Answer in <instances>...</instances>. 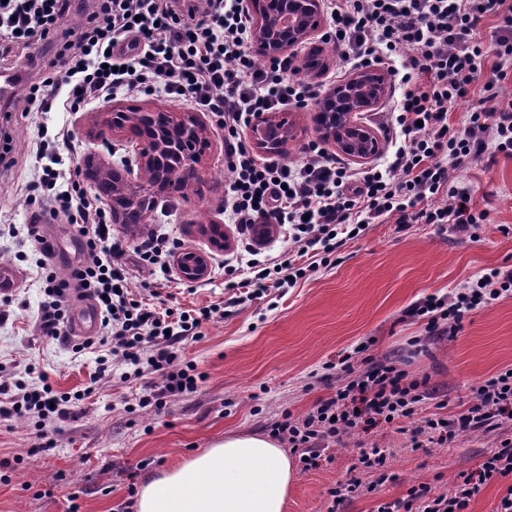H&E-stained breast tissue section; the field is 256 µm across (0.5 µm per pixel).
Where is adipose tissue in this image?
Returning a JSON list of instances; mask_svg holds the SVG:
<instances>
[{"mask_svg": "<svg viewBox=\"0 0 512 512\" xmlns=\"http://www.w3.org/2000/svg\"><path fill=\"white\" fill-rule=\"evenodd\" d=\"M295 465L277 441L230 434L141 484L135 512H284Z\"/></svg>", "mask_w": 512, "mask_h": 512, "instance_id": "obj_1", "label": "adipose tissue"}]
</instances>
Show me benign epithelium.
Listing matches in <instances>:
<instances>
[{
  "label": "benign epithelium",
  "mask_w": 512,
  "mask_h": 512,
  "mask_svg": "<svg viewBox=\"0 0 512 512\" xmlns=\"http://www.w3.org/2000/svg\"><path fill=\"white\" fill-rule=\"evenodd\" d=\"M246 9L255 17L252 49L266 58H278L307 44L322 33L323 0H247ZM387 76L382 68L369 65L356 71L346 83L329 90L312 107L317 132L325 142H332L344 155L356 161L368 160L381 150L380 139L366 126L354 120L359 112H369L380 102ZM346 103L347 121L338 125L334 114L321 111L323 105L336 101ZM141 114L150 117L149 125L138 137L137 162L141 169L151 167L156 179L151 184H133L124 173L103 159H90L85 165V178L96 184L98 175L113 174L122 191L121 203L112 202V193L104 194L112 208V223L127 222L129 210L137 211L142 220H150L158 199L163 195L182 194L199 181L204 172L210 148V118L204 113L178 112L168 108L147 107ZM127 107L114 104L103 112V120L93 133L104 143L128 130ZM252 144L265 154L282 151L293 130L288 120L274 112L263 113L250 124ZM175 167L179 180L169 178L167 171ZM177 274L187 280H201L209 271V256L186 249L173 260Z\"/></svg>",
  "instance_id": "7a95c632"
}]
</instances>
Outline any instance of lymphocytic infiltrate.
Returning <instances> with one entry per match:
<instances>
[{
    "label": "lymphocytic infiltrate",
    "instance_id": "obj_1",
    "mask_svg": "<svg viewBox=\"0 0 512 512\" xmlns=\"http://www.w3.org/2000/svg\"><path fill=\"white\" fill-rule=\"evenodd\" d=\"M243 3L198 0L185 9L180 0H0V60L15 62L22 45L53 46L52 59L23 57L31 74L27 112L50 111L61 97L79 112L118 92L159 89L216 118L229 172L224 215L239 228L241 251L257 255L272 229L283 226L292 241L238 281L232 278L233 255L214 264L213 274L224 275L225 290L235 292L239 304L271 288L295 287L330 266L336 252L381 217L397 216L401 227L449 224L466 233L487 221L488 211L472 210V189L455 172L467 159L512 156V107L490 106L499 82L512 80V0H327V41L356 65H386L401 89L393 110L404 143L386 169L364 171L315 141L304 146L296 166L254 155L243 137L252 117L307 105L320 91L297 79L289 57L257 60ZM74 15L79 21L72 26ZM489 17L496 25L487 38L480 24ZM470 96L474 105L451 123L449 104ZM38 182L43 193L30 198V206L69 224L80 245L66 277L40 267L38 330L63 341L75 299L92 301L100 311L98 336L71 346L74 356L95 355L97 369L84 396L116 365L128 377L160 378L139 407L158 408L167 396L196 392L206 375L193 364H178L174 347L200 338L202 324L223 316V306L177 312L138 300L130 288L136 272L164 269L175 239L159 232L128 245L75 178H62L46 165ZM511 290L512 269L497 267L462 281L448 297L416 302L405 315L424 333L410 341L409 354L377 360L369 343L359 344L340 360L333 396L298 416L282 412L266 432L297 452L306 472L325 450L384 424L407 435L414 448H447L461 435L499 429L512 421L511 366L476 386L454 416L425 413L433 395L429 379L410 374L407 366L410 354L435 339L455 340L472 310ZM74 405V396L56 393L44 371L28 384L0 379L1 424L31 415L63 421ZM494 482L505 485L495 512H512V437L501 439L478 468L457 473L445 492L414 485L376 512H468Z\"/></svg>",
    "mask_w": 512,
    "mask_h": 512
}]
</instances>
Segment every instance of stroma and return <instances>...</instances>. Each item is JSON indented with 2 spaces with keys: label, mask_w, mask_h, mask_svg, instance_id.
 <instances>
[{
  "label": "stroma",
  "mask_w": 512,
  "mask_h": 512,
  "mask_svg": "<svg viewBox=\"0 0 512 512\" xmlns=\"http://www.w3.org/2000/svg\"><path fill=\"white\" fill-rule=\"evenodd\" d=\"M89 119V112H69L59 103L38 114L13 111L14 164L0 168V265L23 275L10 300L0 299V365L25 383L26 366L39 364L56 391L70 393L89 384L95 364L73 359L63 345L37 336L41 255L33 245H20L8 229L29 222L25 196L42 165L37 152L61 159L66 170L82 166L90 155L115 167L134 162L136 139L117 137L103 145L90 134ZM209 138L200 182L186 194L160 199L150 223L186 249L207 248L202 225H223L231 252L239 234L225 223L222 211L224 134L213 127ZM456 175L471 184L475 208L490 211L471 235L433 224H411L401 231L385 217L349 241L339 262L320 268L287 294L274 290L239 306L229 304L220 278L198 281L192 289L169 286L160 278L146 286L134 281L135 292L150 288L175 309L223 304V317L204 323L202 338L184 341L178 351L180 362L195 364L206 380L194 393L167 397L162 408L141 410L135 403L142 381L115 374L80 402L73 418L44 429L28 419L0 424V463H9L0 466V512H118L129 481L211 447L225 434L263 432L283 411L301 415L329 397L337 382L322 378L324 366L359 343H370L378 357L423 335L420 323L405 319L408 306L431 294L448 295L485 269L512 267V158L467 162ZM507 365H512V296L478 306L456 340L431 342L408 369L428 376L447 403L446 414L456 415L473 387ZM510 435L512 423H507L483 436H462L447 448L415 450L406 435L380 426L330 448V461L318 468L298 472L286 512H326L327 488L353 478L374 483V473L357 464L359 443L387 449L397 479L376 485L345 512H375L379 503L404 496L414 484L444 491L457 472L477 468L500 438ZM45 436L55 441V449L36 452Z\"/></svg>",
  "instance_id": "stroma-1"
}]
</instances>
